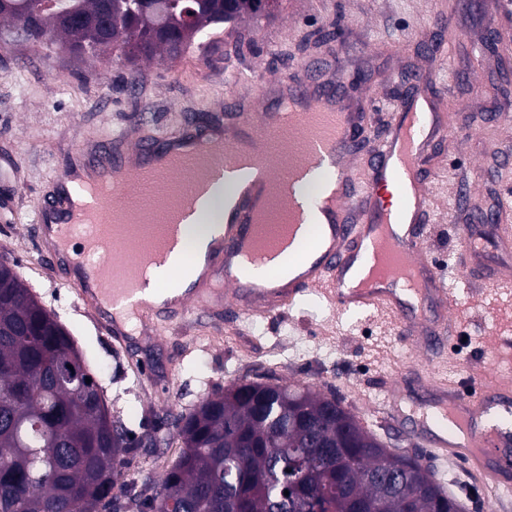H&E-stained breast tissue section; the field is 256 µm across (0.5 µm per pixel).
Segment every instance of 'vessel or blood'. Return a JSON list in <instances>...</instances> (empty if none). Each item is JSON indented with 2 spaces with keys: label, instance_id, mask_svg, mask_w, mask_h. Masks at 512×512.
Instances as JSON below:
<instances>
[{
  "label": "vessel or blood",
  "instance_id": "1",
  "mask_svg": "<svg viewBox=\"0 0 512 512\" xmlns=\"http://www.w3.org/2000/svg\"><path fill=\"white\" fill-rule=\"evenodd\" d=\"M314 65L281 75L272 108L227 96L228 117L216 127L184 125L156 139L129 141L114 135L112 149L95 164L105 171L92 207L73 214L68 195H58L38 215L37 233L51 254L79 267L112 243V262L95 268L96 290L80 288L82 299H108L115 337L128 339L132 320L169 317L183 322L200 312L224 310L233 320L272 318L311 292L341 313L376 310L395 321L400 342L432 358L444 350L457 298L444 267L424 245L431 215L427 140L447 136L434 100L415 97L399 104L369 160L365 181H355L353 161L366 146V116L315 82ZM262 172L257 196L240 197L222 220V243L208 275L195 281L185 300L169 303L138 286L143 266L161 259L184 261L180 224L192 195L210 192L214 171ZM320 179L335 189L332 223L320 225L321 240L303 265L285 276L237 271L244 251L285 260L307 237L310 208L284 183ZM499 247H512V211L489 217ZM58 232L47 236L48 222ZM484 241L462 227L456 261L482 263ZM380 411L436 456L464 462L487 489L505 488L502 468L512 466V428L492 413L512 410V388L484 385L477 375L450 383L420 368H401ZM420 400V414L405 413L406 400Z\"/></svg>",
  "mask_w": 512,
  "mask_h": 512
}]
</instances>
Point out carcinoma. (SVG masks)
I'll return each instance as SVG.
<instances>
[{
	"mask_svg": "<svg viewBox=\"0 0 512 512\" xmlns=\"http://www.w3.org/2000/svg\"><path fill=\"white\" fill-rule=\"evenodd\" d=\"M0 22L29 41L67 39L134 63L181 55L205 29L271 14L276 0H6ZM68 359L77 379L53 364ZM91 382H86V378ZM181 454L160 483L126 481L135 438L112 417L82 352L0 261V512H451L457 498L416 454L392 451L334 395L253 381L175 419Z\"/></svg>",
	"mask_w": 512,
	"mask_h": 512,
	"instance_id": "cac0c4a2",
	"label": "carcinoma"
}]
</instances>
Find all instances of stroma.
<instances>
[{
  "label": "stroma",
  "instance_id": "35a3bbf8",
  "mask_svg": "<svg viewBox=\"0 0 512 512\" xmlns=\"http://www.w3.org/2000/svg\"><path fill=\"white\" fill-rule=\"evenodd\" d=\"M339 25L333 54L355 112H368V136L378 140L406 100V73H433L426 93L437 99L451 128L429 143L426 175L436 212L427 244L447 264L455 309L454 352L435 357L436 376L459 378L479 370L486 382L512 383V351L497 350L512 337V291H484L467 304V272L452 267L459 228L491 236L482 215L512 199V84L503 85L501 45L512 42V17L498 0H279L270 17L239 23L234 31L202 33L197 46L175 60L139 63L135 83L116 60L66 51L56 42L0 38V258L53 313L86 353L112 414L136 434L151 433L152 448L123 457L125 479L160 480L181 448L171 420L240 381L272 378L335 394L360 424L390 449L419 452L435 478L466 512H512V491L488 494L481 476L460 463L436 461L427 448L401 439L378 421L381 391L404 362L422 364L419 349L399 343L390 318L336 313L316 295L267 320L190 318L147 328L129 347L112 340L106 314H93L70 285L66 266L54 265L33 225L56 171L77 147L95 151L113 135L137 133L138 116L159 133L223 114L224 99H249L260 72L275 75L317 58L305 48L312 35ZM447 65L436 68L438 45ZM478 179V190L458 199L449 181ZM149 375H141V365Z\"/></svg>",
  "mask_w": 512,
  "mask_h": 512
}]
</instances>
